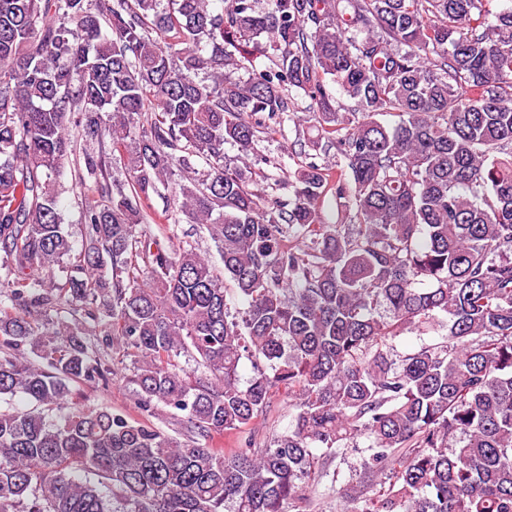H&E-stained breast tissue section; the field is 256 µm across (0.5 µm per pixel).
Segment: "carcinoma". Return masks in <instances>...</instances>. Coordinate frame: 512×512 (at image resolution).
<instances>
[{
  "instance_id": "1",
  "label": "carcinoma",
  "mask_w": 512,
  "mask_h": 512,
  "mask_svg": "<svg viewBox=\"0 0 512 512\" xmlns=\"http://www.w3.org/2000/svg\"><path fill=\"white\" fill-rule=\"evenodd\" d=\"M258 3L0 0V402H31L0 410V512H308L305 480L359 437L345 512H512V5ZM290 112L336 164L259 177ZM71 157L95 188L78 254L53 190ZM170 185L224 274L160 246L148 209ZM442 320L443 342L392 358ZM92 336L192 436L70 406L112 376ZM275 389L287 432L209 445Z\"/></svg>"
}]
</instances>
